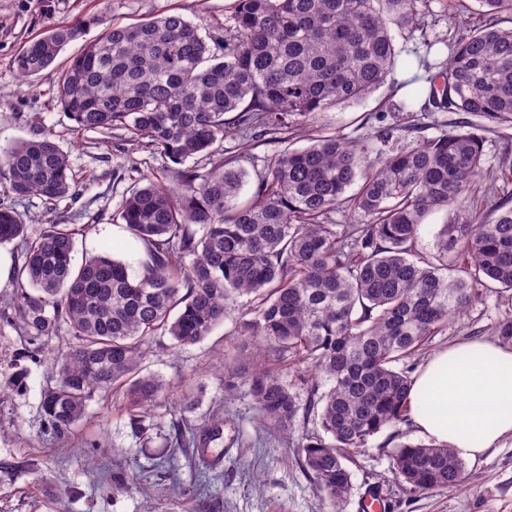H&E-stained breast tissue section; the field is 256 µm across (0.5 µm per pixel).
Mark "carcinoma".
Here are the masks:
<instances>
[{
  "instance_id": "carcinoma-1",
  "label": "carcinoma",
  "mask_w": 512,
  "mask_h": 512,
  "mask_svg": "<svg viewBox=\"0 0 512 512\" xmlns=\"http://www.w3.org/2000/svg\"><path fill=\"white\" fill-rule=\"evenodd\" d=\"M234 2V26L220 42L167 11L125 25L99 15L53 26L15 53L27 80L85 27L103 26L60 76L62 111L79 131L122 130L173 166L134 184L118 212L145 253L135 272L110 255L75 264L73 230L55 224L34 236L0 203V244L17 242L23 258L9 309L31 343L67 328L70 341L54 356L57 382L42 399L47 427L61 436L97 392L116 385L138 420L162 391L142 373L150 340L194 344L248 297L240 335L261 340L259 360L246 373L226 371L224 392L246 378L260 421L283 435L317 420L324 435L302 438L301 465L329 512H343L352 451L409 421L413 378L397 364L489 286L512 290V200L487 212L471 206L483 137L470 123L374 158L366 144L320 136L275 155L241 199L242 158L214 145L248 135L284 141L319 112L360 103L396 66L392 27L415 25L417 12L416 0ZM448 48L445 59L421 63L433 111L511 123L512 27L489 23ZM189 158L198 164L185 166ZM0 182L15 199L43 198L49 212L76 188L45 129L0 148ZM339 209L350 223L334 224ZM435 211L451 219L424 255L419 229ZM223 431L216 417L178 436L189 434L203 457ZM392 459L396 478L414 490L466 479L446 445L400 444Z\"/></svg>"
}]
</instances>
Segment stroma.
Returning a JSON list of instances; mask_svg holds the SVG:
<instances>
[{
	"label": "stroma",
	"instance_id": "obj_1",
	"mask_svg": "<svg viewBox=\"0 0 512 512\" xmlns=\"http://www.w3.org/2000/svg\"><path fill=\"white\" fill-rule=\"evenodd\" d=\"M170 8L217 39L234 25V0H112L108 5L103 0H0V143L30 137L39 127L50 129L77 181L76 193L58 200L54 212H46L37 196L16 201L14 208L35 232L52 224L80 229L75 262L108 254L138 264L144 252L131 244L119 206L141 176L161 173L170 162L129 144L120 130L106 141L94 131H74L62 111L59 76L100 26L87 27L67 43L34 82L16 74L13 56L54 24L68 25L104 10L110 19L128 24ZM417 11L416 26L395 34L398 62L391 79L362 103L319 113L285 144L224 141L225 156L246 155V168L260 171L283 148L305 147L320 135L359 141L381 121L399 125L402 145L440 135L451 116L422 111L416 94L424 75L419 60L428 52L446 54L452 37L482 26L484 17L478 0H417ZM483 154L486 174L471 193L481 211L512 180V123L485 132ZM507 316H512V291L487 290L410 358L412 370L450 345L491 339L492 326ZM61 345L58 339L40 347L28 344L18 328L0 319V512H327L297 447L303 434L319 433V426L312 421L298 425L292 440H285L259 423L247 384L234 395L224 392L226 357L247 367L255 360L254 341L240 335L236 317L185 347L173 346L166 336L152 340L143 368L163 388L141 425L130 420L124 391L117 387L95 394L65 439L47 429L41 407L44 389L56 378L52 355ZM20 368L27 377L17 388L12 379ZM217 415L226 419L224 437L211 443L207 460L177 444L178 421L200 426ZM424 440L415 425L402 424L355 450L348 464L353 490L344 512H359L370 488L382 489L388 512H512L511 437L465 460L467 480L434 492L410 490L391 474L396 445Z\"/></svg>",
	"mask_w": 512,
	"mask_h": 512
}]
</instances>
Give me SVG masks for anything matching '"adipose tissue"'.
Returning a JSON list of instances; mask_svg holds the SVG:
<instances>
[{"label": "adipose tissue", "instance_id": "1", "mask_svg": "<svg viewBox=\"0 0 512 512\" xmlns=\"http://www.w3.org/2000/svg\"><path fill=\"white\" fill-rule=\"evenodd\" d=\"M410 400L421 433L477 458L512 437V346L473 341L434 354Z\"/></svg>", "mask_w": 512, "mask_h": 512}]
</instances>
